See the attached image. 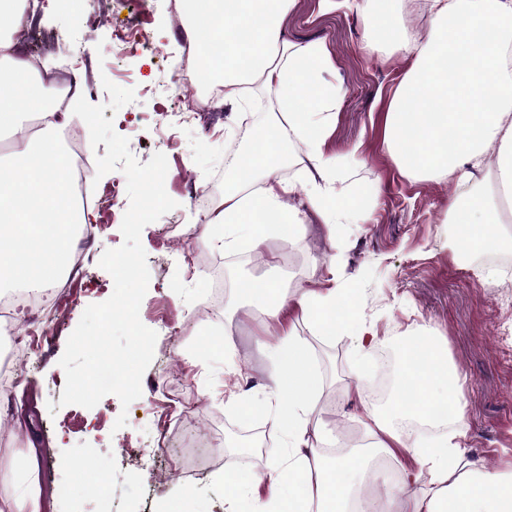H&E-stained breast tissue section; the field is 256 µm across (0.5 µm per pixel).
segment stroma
Instances as JSON below:
<instances>
[{"mask_svg": "<svg viewBox=\"0 0 512 512\" xmlns=\"http://www.w3.org/2000/svg\"><path fill=\"white\" fill-rule=\"evenodd\" d=\"M42 24L88 54V75L98 87L89 101L105 105V118L127 137L140 163L155 153L168 161L165 189L177 206L144 227L141 243L150 282L140 319L157 334L154 358L142 378V394L129 407L105 396L95 407L78 408L79 426L62 433L58 419L68 414L61 391L51 385L64 377L59 364L67 334L55 336L41 359L29 362L25 379L13 391L12 412L0 409V497L28 488L38 512H184L169 499L178 486L196 494V512H225L221 474L242 470L244 454L237 437L254 434L267 442L266 455L284 456V438L259 411L245 412L240 402L263 397L264 345L275 343L276 325L257 317L240 282L272 275L301 288H352L361 322L373 326L378 347L404 348L411 330H435L449 359L465 378L461 399L467 435L460 445L475 467L488 472L512 468V273L485 284L477 264L465 259L449 200L463 190L455 179H427L401 174L388 155L384 120L389 101L413 63L412 56L373 52L364 36L369 17L348 8L325 10L322 0H296L283 20L286 35L299 43H323L331 68L327 81L345 96L331 118L326 150L343 164L344 201L368 197L366 222L326 226L309 220L291 240L269 239L257 249V263L232 261L193 232L201 214L187 200L190 185L221 183L224 155L237 144L239 128L258 114L273 111L276 95L257 90L252 104L239 107L217 100L205 111H188L190 84L179 83L186 70L179 43L187 27L177 21L169 0H38ZM135 19L144 43L115 49L113 23ZM135 91L133 102L109 110L100 78ZM120 223L108 224L84 269L86 289L72 307L79 323L85 309L107 300L111 275L98 258L122 245ZM221 264L230 284L225 296H213L209 263ZM237 299L232 318L225 299ZM292 328L318 358L324 380L319 408L326 428L316 442L327 453L342 439L364 442L360 418L372 405L354 380L356 358L347 337L322 336L302 315ZM127 424L115 428L119 414ZM171 416L177 428L167 438L168 468L132 470L126 448L152 449L159 416ZM100 449L96 468L76 464L78 448ZM33 457L36 479L27 482L20 464ZM68 487L66 495L47 498L48 474Z\"/></svg>", "mask_w": 512, "mask_h": 512, "instance_id": "stroma-1", "label": "stroma"}]
</instances>
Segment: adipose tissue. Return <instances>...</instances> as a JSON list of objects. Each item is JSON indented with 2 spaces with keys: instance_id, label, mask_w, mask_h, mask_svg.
<instances>
[{
  "instance_id": "adipose-tissue-1",
  "label": "adipose tissue",
  "mask_w": 512,
  "mask_h": 512,
  "mask_svg": "<svg viewBox=\"0 0 512 512\" xmlns=\"http://www.w3.org/2000/svg\"><path fill=\"white\" fill-rule=\"evenodd\" d=\"M394 0H363L361 9L385 27L394 53L414 64L396 88L385 117V142L399 171L427 178L461 174L469 178L496 147L494 178L512 192V0H424L428 34L419 38L391 26ZM295 0H182L191 32L202 48L190 83L211 78L212 52L224 58L226 100L244 103L261 85L277 94V111L241 135L244 147L224 162V209L197 225L213 248L234 251L261 247L268 239L291 238L309 214L323 224H357L365 206L342 204L339 165L323 149L330 116L343 90L323 75L331 66L325 47L288 41L283 19ZM27 0H0V130H11L22 115L37 116L40 127L15 139L0 156V288L17 285L37 291L60 278L77 228L91 221L89 211L66 202V160L56 142L60 116L56 87L32 63L15 55ZM304 148L302 177L310 210L288 202L295 192L282 169L285 148ZM458 241L468 252L493 249L490 225L502 213L493 200L473 189L451 201ZM245 294L259 301L264 321L282 326L268 346L267 392L259 409L280 428L290 453L286 465L265 462V485L251 473L223 479L228 512H358L348 477L352 461L368 463L381 453L409 450L414 467L400 476L405 486L429 475L430 487L408 495L399 512H512V471L489 473L466 459L458 441L465 437L460 375L441 354L433 337H411L404 353L403 380L411 401L394 397L392 413L430 415L439 402L452 403L455 429L437 442L412 439L379 413H368L370 443L334 458L315 452L323 439L318 397L323 379L310 346L295 336L288 317L301 312L323 336L348 337L363 352L377 341L373 327L351 319L353 290L284 288L272 278L245 283Z\"/></svg>"
}]
</instances>
